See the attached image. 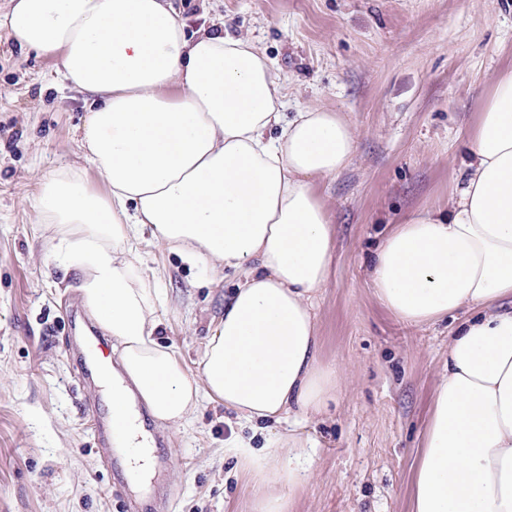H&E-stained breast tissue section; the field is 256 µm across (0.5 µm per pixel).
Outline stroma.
<instances>
[{
    "label": "stroma",
    "instance_id": "stroma-1",
    "mask_svg": "<svg viewBox=\"0 0 512 512\" xmlns=\"http://www.w3.org/2000/svg\"><path fill=\"white\" fill-rule=\"evenodd\" d=\"M190 29L226 22L274 60L286 112L342 113L357 148L346 169L316 180L334 229L327 285L314 300L320 361L341 378L319 417L297 421L310 480L288 512H411L418 462L455 320L403 326L369 286L368 259L409 214L447 205L465 170L462 143L495 75L512 68V0H181ZM60 61L0 31V512H241L249 491L222 403L202 398L190 422L158 427L154 475L141 494L106 464L90 417L108 394L66 345L93 317L77 272L49 257L51 232L29 200L36 175L88 166L82 97L53 81ZM137 249L167 297L161 341L198 372L224 315L233 273L192 266L156 244Z\"/></svg>",
    "mask_w": 512,
    "mask_h": 512
}]
</instances>
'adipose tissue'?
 <instances>
[{"label": "adipose tissue", "mask_w": 512, "mask_h": 512, "mask_svg": "<svg viewBox=\"0 0 512 512\" xmlns=\"http://www.w3.org/2000/svg\"><path fill=\"white\" fill-rule=\"evenodd\" d=\"M0 29L59 57L54 78L83 94L79 143L105 177L61 166L30 196L51 232V259L78 271L83 302L120 348L104 378L129 474L152 476L144 403L163 428L187 423L201 396L238 424L320 414L341 384L319 360L313 295L329 280L332 226L313 181L356 151L338 112L286 116L273 61L223 26L190 31L177 0H11ZM465 182L447 209L395 225L368 270L380 304L408 326L461 310L448 341L413 512H512V69L484 95L465 145ZM151 238L190 263L239 280L191 373L157 335L162 289L135 243ZM289 432L260 451L230 434L254 484L250 512H288L286 490L310 478Z\"/></svg>", "instance_id": "obj_1"}]
</instances>
